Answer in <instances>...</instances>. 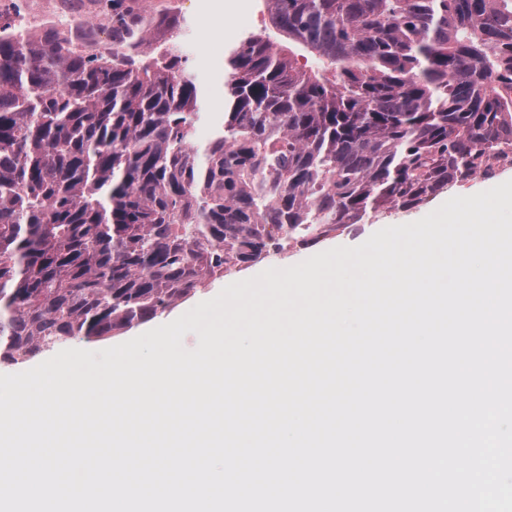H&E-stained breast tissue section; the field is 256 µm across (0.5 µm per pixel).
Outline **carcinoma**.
<instances>
[{
  "label": "carcinoma",
  "mask_w": 512,
  "mask_h": 512,
  "mask_svg": "<svg viewBox=\"0 0 512 512\" xmlns=\"http://www.w3.org/2000/svg\"><path fill=\"white\" fill-rule=\"evenodd\" d=\"M112 50L0 37V362L151 320L213 277L494 177L512 148V0H266L332 77L255 35L222 123L175 47L101 0Z\"/></svg>",
  "instance_id": "1"
}]
</instances>
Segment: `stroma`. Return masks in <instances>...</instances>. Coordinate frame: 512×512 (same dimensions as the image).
I'll return each mask as SVG.
<instances>
[{
	"label": "stroma",
	"instance_id": "1",
	"mask_svg": "<svg viewBox=\"0 0 512 512\" xmlns=\"http://www.w3.org/2000/svg\"><path fill=\"white\" fill-rule=\"evenodd\" d=\"M225 0H211L208 12H200L198 0H163L161 5L151 8L154 17L175 14L183 18L184 28L179 35L178 50L183 57H190L194 45L211 24L219 22L224 15ZM253 23L243 24L237 36L228 37L211 51L212 64L208 72L198 74L197 80L205 92L207 112L197 124L193 136L195 146L207 145L214 136L215 122L224 110V56L235 44L237 38L249 35H261L270 39L276 46L287 45V38L277 31L270 20L266 0H252ZM512 180V168L502 170L495 180L480 177L453 184L450 188L438 191L422 205L408 210L395 211L378 219H369L363 224H353L319 242L296 247L281 253L268 254L259 262L249 264L222 278L209 282L207 287L179 302L176 306L154 319L139 323L119 335L104 339H72L68 345L72 348L98 351L126 342L155 327L167 324L185 314L197 304L212 299L227 285L257 276L269 268H287L303 262L320 252L339 247L362 244L374 232L389 226L417 221L436 210L448 199L455 196H470L492 188L493 184Z\"/></svg>",
	"mask_w": 512,
	"mask_h": 512
}]
</instances>
